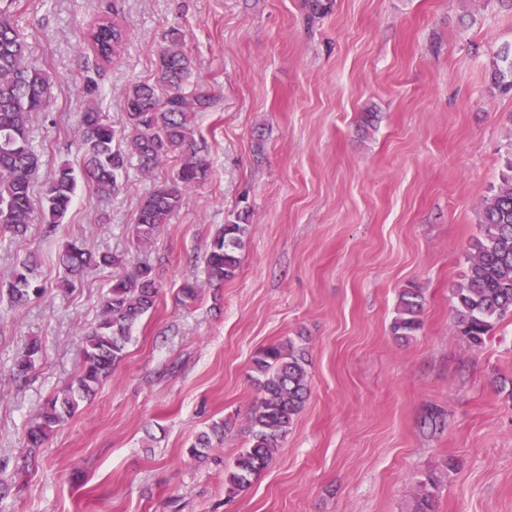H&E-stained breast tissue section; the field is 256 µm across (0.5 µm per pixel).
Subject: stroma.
<instances>
[{
    "label": "stroma",
    "instance_id": "1",
    "mask_svg": "<svg viewBox=\"0 0 512 512\" xmlns=\"http://www.w3.org/2000/svg\"><path fill=\"white\" fill-rule=\"evenodd\" d=\"M0 0L51 83L30 124L40 181L81 169L84 78L114 128L124 92L153 79L163 36L181 29L191 86L214 96L197 114L210 177L151 247L135 216L153 173L130 166L119 192L86 185L57 234L0 232V512H414L434 478L435 512H512V317L485 344L456 335L451 294L481 235L480 204L512 175V92L492 63L512 46V9L496 0ZM115 15L128 33L95 68L84 36ZM253 226L236 275L205 281L210 243L228 216ZM69 241L149 261L155 308L134 324L122 362L25 467L23 432L81 362L116 268L64 289ZM38 258L42 295L14 306L16 262ZM201 287L183 301L184 283ZM419 288L423 325L390 331L399 292ZM29 336L42 352L27 382L12 377ZM303 337L310 397L269 467L239 495L224 472L243 450L258 393L251 359ZM444 422L424 425L430 408ZM229 420L207 459L188 446Z\"/></svg>",
    "mask_w": 512,
    "mask_h": 512
}]
</instances>
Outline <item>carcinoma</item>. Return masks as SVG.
Returning a JSON list of instances; mask_svg holds the SVG:
<instances>
[{
    "label": "carcinoma",
    "instance_id": "carcinoma-1",
    "mask_svg": "<svg viewBox=\"0 0 512 512\" xmlns=\"http://www.w3.org/2000/svg\"><path fill=\"white\" fill-rule=\"evenodd\" d=\"M120 25L100 19L88 32L87 47L96 59L108 64L126 45ZM27 46L19 38L11 19L0 15V228L16 235L40 219L45 232L52 234L69 212L77 189L74 170L60 166L44 185L40 213H35L32 191L40 171V157L29 140L34 114L45 109L50 82L40 70L26 64ZM194 69L185 49L180 29L164 36L155 79L136 82L125 92V125L116 131L101 112L89 106L81 114L80 150L86 186L100 197L119 190L118 177L132 159L150 171L170 157L180 159L172 180L156 183L142 200L134 223L138 247L151 246L160 227L172 222L185 196L210 177V165L199 153L193 117L208 111L214 98L199 88L186 92ZM494 85L512 91V49L498 55ZM248 211L241 210L226 221L213 238L206 258L208 282L222 283L233 278L240 265L238 250L249 238L252 225ZM482 238L467 256L464 281L454 289L453 321L456 334L473 348L485 344L494 324L512 315V176L503 179L497 190L481 205ZM59 263L67 273L65 285L73 288L90 268L125 264L122 254L94 252L75 242L61 249ZM38 264L19 262L9 282L12 300L22 305L39 296ZM159 288L154 268L140 262L123 276L112 280L96 327L82 341V361L76 377L43 406L26 430L30 450L41 447L55 429L73 417L80 403L91 399L103 379L126 355L133 324L156 305ZM424 297L417 288H405L398 296L392 334L408 340L417 335ZM41 343L28 338L14 362V376L25 378L35 367ZM308 347L292 339L273 343L257 352L252 360V381L258 390L248 420V446L230 465L225 478L226 493L234 496L247 489L260 475L292 429L309 394ZM228 422L222 420L201 433L188 448L197 459L206 458L213 439H223ZM433 478L420 482L414 512H434Z\"/></svg>",
    "mask_w": 512,
    "mask_h": 512
}]
</instances>
